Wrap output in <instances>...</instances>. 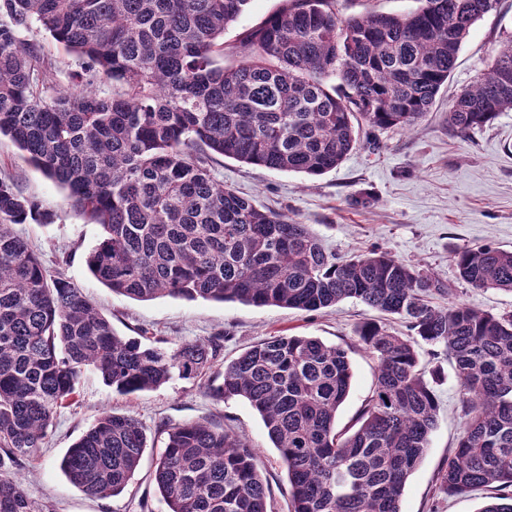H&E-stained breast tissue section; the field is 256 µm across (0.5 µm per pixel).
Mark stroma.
Here are the masks:
<instances>
[{"instance_id": "1", "label": "stroma", "mask_w": 512, "mask_h": 512, "mask_svg": "<svg viewBox=\"0 0 512 512\" xmlns=\"http://www.w3.org/2000/svg\"><path fill=\"white\" fill-rule=\"evenodd\" d=\"M25 37L54 62L53 84L72 89L81 72L79 59L65 53L40 26H32ZM511 40L512 0H498L472 26L447 85L425 118L410 131L362 128L359 145L324 175L271 171L222 157L213 172L240 196L310 225L337 257L350 258L377 247L437 274L452 287V301L493 314L512 310L511 293L472 288L458 279L455 265L456 253L468 247L512 250V111L466 133L448 124V110L457 94L473 85ZM0 177L10 178L25 195L55 212L54 223L21 224L18 232L48 270L63 269L83 288L111 317L119 334L148 343L159 339L170 350L216 338L222 344L218 361L205 374L190 379L175 376L159 389L135 395L118 394L95 372H85L78 403L57 413L43 448L14 469L29 494L50 503L53 512H166L149 477L157 454L154 448H146L127 490L107 500L87 496L61 471L67 449L102 411L113 410L134 414L150 436L164 422L207 419L233 428L256 451L257 467L271 489L272 512H289L287 473L260 416L243 399L213 400L206 384L221 382L225 361L272 336H314L330 345H348L353 381L337 422L351 425L376 372L375 361L355 345V329L373 319L374 311L353 299L307 313L170 297L142 302L112 293L89 274L85 263L99 240V225L67 206L64 190L29 165L5 136L0 137ZM419 352L423 364L441 369L433 383L438 421L425 459L407 481L401 510L478 512L483 504L480 495L448 498L436 490L437 471L456 446L463 418L452 363L444 356L430 359L427 345H420Z\"/></svg>"}]
</instances>
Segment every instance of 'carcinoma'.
<instances>
[{"label":"carcinoma","instance_id":"obj_1","mask_svg":"<svg viewBox=\"0 0 512 512\" xmlns=\"http://www.w3.org/2000/svg\"><path fill=\"white\" fill-rule=\"evenodd\" d=\"M251 0H0V135L99 225L92 276L133 300L238 302L319 312L355 299L413 335L371 321L355 329L377 362L355 429L338 428L353 372L348 350L314 336H274L224 364L209 392L259 414L288 476L291 512H402L430 448L438 405L419 343L454 364L464 418L438 492H489L478 512H512V312L491 314L434 273L373 250L328 251L294 219L217 180L215 157L320 176L371 129L410 130L448 82L473 24L497 0H422L404 14L344 17L340 0H284L231 47L224 32ZM39 24L81 60L61 93L52 62L23 38ZM239 57L224 65L226 51ZM111 91L101 94L99 85ZM512 110V42L448 112L461 133ZM55 214L0 180V512H49L10 470L44 444L91 370L121 395L195 376L215 341L175 350L116 333L63 271L51 274L15 226ZM473 288L512 293V251L456 253ZM153 481L166 512H271L249 441L207 420L164 424ZM147 448L131 413L102 412L61 469L97 499L120 495Z\"/></svg>","mask_w":512,"mask_h":512}]
</instances>
